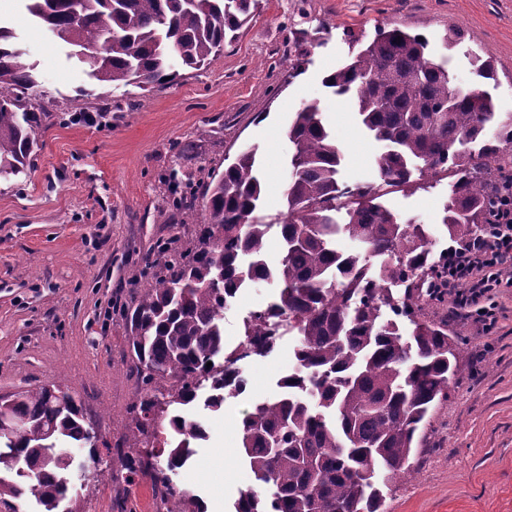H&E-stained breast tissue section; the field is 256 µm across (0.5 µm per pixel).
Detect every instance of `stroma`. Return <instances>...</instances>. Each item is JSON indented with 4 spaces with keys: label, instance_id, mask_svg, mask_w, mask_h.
<instances>
[{
    "label": "stroma",
    "instance_id": "obj_1",
    "mask_svg": "<svg viewBox=\"0 0 512 512\" xmlns=\"http://www.w3.org/2000/svg\"><path fill=\"white\" fill-rule=\"evenodd\" d=\"M383 23L423 34L435 48L448 30H461L444 53L450 74L471 85V54L492 58L500 80L493 95L512 117V0H259L254 18L208 66L146 90L93 85L20 0L0 5V25L14 32L49 113L27 170L0 180V395L59 384L81 401L99 438L96 456L73 452L87 465L70 477L83 512H117L119 499L126 512H167L149 470L129 476L119 459L134 362L126 325L112 308L138 293L137 276L158 241L203 220L202 212L176 211L164 182L183 164L180 146L197 144V166L219 171L242 148H255L265 213L275 216L289 176L288 126L302 102L317 100L342 148L339 181L378 183L379 144L322 79ZM78 95L94 122L62 121ZM105 98H128L132 106L98 113ZM447 200L444 176L412 178L382 198L400 217L434 227ZM275 295L265 282L238 293L224 311L228 345L241 340L251 309ZM493 302L498 323L489 333L475 318L426 309L427 318L447 319L466 364L421 428L412 474L392 483L385 512H512V288L497 289ZM293 343L284 337L268 357L244 362L246 391L221 411L193 409L208 438L171 479L200 496L206 512H231L251 486L237 422L254 402L276 394Z\"/></svg>",
    "mask_w": 512,
    "mask_h": 512
}]
</instances>
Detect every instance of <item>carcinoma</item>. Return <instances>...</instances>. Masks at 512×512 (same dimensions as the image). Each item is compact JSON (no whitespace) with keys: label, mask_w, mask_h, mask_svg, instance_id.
I'll list each match as a JSON object with an SVG mask.
<instances>
[{"label":"carcinoma","mask_w":512,"mask_h":512,"mask_svg":"<svg viewBox=\"0 0 512 512\" xmlns=\"http://www.w3.org/2000/svg\"><path fill=\"white\" fill-rule=\"evenodd\" d=\"M31 19L71 48L88 76L116 90L174 80L171 62L199 70L224 51L227 36L252 15L256 0H23ZM11 29L0 27V178L24 173L46 112L31 103L36 82ZM429 40L380 25L355 60L323 78L347 100L360 125L381 145L374 158L381 185L340 189V145L321 104L300 106L288 127L293 145L285 210L263 215L256 150L246 149L222 173L174 169L168 177L179 211H205L206 220L162 242L146 282L124 310L136 360L128 447L152 445L160 414L189 406L202 382L206 406L244 393L231 370L235 350L224 342V308L250 283H274L267 314L288 322L294 366L280 393L255 404L240 422L241 443L256 486L240 493L232 512H380L389 483L405 476L416 434L433 408L448 400L464 364L448 324L422 316L424 306L448 304L430 288L432 234L379 203L380 186L401 187L413 174L453 178L441 223L462 242L500 223L498 206L512 183V120L500 118L489 87L495 65L471 58L473 84L453 82L431 58ZM278 229L280 259L266 258ZM349 238L355 252L339 248ZM212 285L207 287L205 282ZM402 288L397 296L392 288ZM403 317L410 333L386 317ZM212 366H207V363ZM10 419H0V500L28 494L44 512H82L68 496L69 445L90 441L82 406L49 397L40 387L11 394ZM182 436L149 451L154 488L206 512L196 495L178 492L167 472L184 466L191 443L207 438L189 413L174 414Z\"/></svg>","instance_id":"cac0c4a2"}]
</instances>
